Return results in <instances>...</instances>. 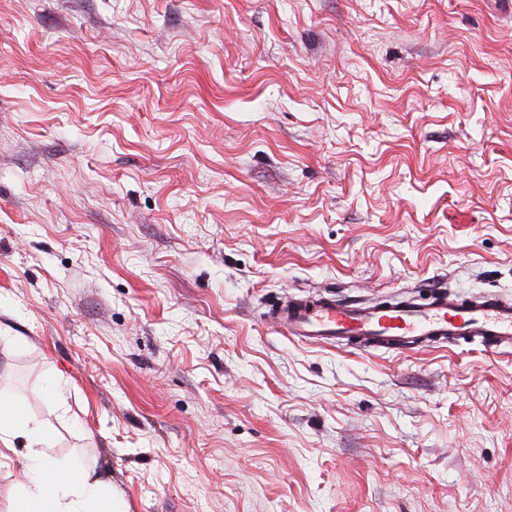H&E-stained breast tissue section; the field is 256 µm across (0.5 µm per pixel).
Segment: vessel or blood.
<instances>
[{"mask_svg": "<svg viewBox=\"0 0 512 512\" xmlns=\"http://www.w3.org/2000/svg\"><path fill=\"white\" fill-rule=\"evenodd\" d=\"M273 319L300 343L354 340L371 350H412L470 338L488 348L512 347V300L495 295L461 302L440 293L381 304L291 297L280 302Z\"/></svg>", "mask_w": 512, "mask_h": 512, "instance_id": "b4317fda", "label": "vessel or blood"}]
</instances>
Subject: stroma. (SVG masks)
<instances>
[{
  "label": "stroma",
  "mask_w": 512,
  "mask_h": 512,
  "mask_svg": "<svg viewBox=\"0 0 512 512\" xmlns=\"http://www.w3.org/2000/svg\"><path fill=\"white\" fill-rule=\"evenodd\" d=\"M446 287L512 298V0H0V394L125 512H512V348L271 320Z\"/></svg>",
  "instance_id": "stroma-1"
}]
</instances>
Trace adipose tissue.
Wrapping results in <instances>:
<instances>
[{"label": "adipose tissue", "instance_id": "adipose-tissue-1", "mask_svg": "<svg viewBox=\"0 0 512 512\" xmlns=\"http://www.w3.org/2000/svg\"><path fill=\"white\" fill-rule=\"evenodd\" d=\"M51 440V429L31 416L22 401L0 398V459L21 446L28 450V481L17 491L10 512H124L108 483L82 466L44 454Z\"/></svg>", "mask_w": 512, "mask_h": 512}]
</instances>
